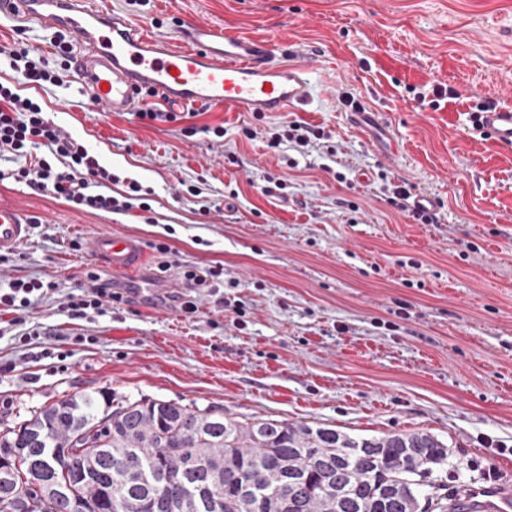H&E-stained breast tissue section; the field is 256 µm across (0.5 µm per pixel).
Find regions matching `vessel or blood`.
<instances>
[{"mask_svg":"<svg viewBox=\"0 0 512 512\" xmlns=\"http://www.w3.org/2000/svg\"><path fill=\"white\" fill-rule=\"evenodd\" d=\"M0 15L74 35V73L95 112L138 111L144 89L156 90L174 109L204 104L228 112H284L311 96L310 65L280 60L265 39L215 24H188L173 44L107 12L100 0H0ZM480 124L491 147L512 148L511 100L489 106ZM29 224L24 210L0 207V252L23 243ZM90 252L129 275L137 289L154 288V281L141 273L143 252L130 238L100 234ZM466 503L469 512H512V501L491 487L472 489Z\"/></svg>","mask_w":512,"mask_h":512,"instance_id":"b4317fda","label":"vessel or blood"}]
</instances>
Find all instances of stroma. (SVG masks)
Returning a JSON list of instances; mask_svg holds the SVG:
<instances>
[{
	"instance_id": "1",
	"label": "stroma",
	"mask_w": 512,
	"mask_h": 512,
	"mask_svg": "<svg viewBox=\"0 0 512 512\" xmlns=\"http://www.w3.org/2000/svg\"><path fill=\"white\" fill-rule=\"evenodd\" d=\"M105 3L172 42L193 22L265 37L312 66L311 101L260 118L210 107L194 122L224 126L219 143L183 137L174 123L91 111L77 86L35 89L0 67V82L39 99L112 168L113 193L130 178L152 192L147 212L83 211L0 184V206L33 220L28 240L0 259V281L37 277L66 289L95 274L121 285L123 273L87 250L107 231L139 241L156 283L87 319H70L49 296L1 332L0 430L92 392L103 410L150 399L354 438L426 431L448 448L431 476L441 493L492 486L512 496V148L483 163L470 118L473 106L512 93V0ZM382 53L427 82L377 71ZM436 85L458 97L453 124L419 101ZM353 101L378 112L380 129L351 127ZM292 120L323 138L268 149L267 130ZM245 126L257 138L246 139ZM277 179L285 189L271 188ZM186 183L199 199L181 195ZM397 186L433 198L437 223L391 204ZM159 243L197 270L224 267L218 288L192 289L193 318L173 307L182 284L159 271ZM31 330L37 339L21 345Z\"/></svg>"
}]
</instances>
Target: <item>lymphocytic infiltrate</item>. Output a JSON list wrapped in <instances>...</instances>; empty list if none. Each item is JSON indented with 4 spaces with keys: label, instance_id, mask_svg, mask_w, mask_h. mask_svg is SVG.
Wrapping results in <instances>:
<instances>
[{
    "label": "lymphocytic infiltrate",
    "instance_id": "obj_1",
    "mask_svg": "<svg viewBox=\"0 0 512 512\" xmlns=\"http://www.w3.org/2000/svg\"><path fill=\"white\" fill-rule=\"evenodd\" d=\"M51 42L61 59L59 70L48 69L44 61L34 59L31 46L21 39L0 49V63L8 64L37 87H63V73L73 64L72 45L59 32L53 33ZM135 117L149 126L181 123L180 133L187 138L205 134L218 140L225 135L223 126L190 124L186 113L163 111L150 104L140 108ZM4 180L24 184L78 210L128 212L149 208L142 185L134 179L125 194L112 196L109 189L117 177L111 167L101 163L83 139L49 119L38 100L20 96L13 86L0 83V182ZM49 292L60 294L61 311L73 319L105 315L113 304L124 300L107 281L63 293L53 282L14 279L0 287V317H6L8 326L21 324L29 309Z\"/></svg>",
    "mask_w": 512,
    "mask_h": 512
}]
</instances>
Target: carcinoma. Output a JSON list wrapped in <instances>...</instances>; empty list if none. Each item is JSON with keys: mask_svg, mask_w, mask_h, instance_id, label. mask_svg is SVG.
Listing matches in <instances>:
<instances>
[{"mask_svg": "<svg viewBox=\"0 0 512 512\" xmlns=\"http://www.w3.org/2000/svg\"><path fill=\"white\" fill-rule=\"evenodd\" d=\"M0 512H419L436 436L352 438L172 401L66 395L0 438ZM112 468V486L99 474Z\"/></svg>", "mask_w": 512, "mask_h": 512, "instance_id": "cac0c4a2", "label": "carcinoma"}]
</instances>
